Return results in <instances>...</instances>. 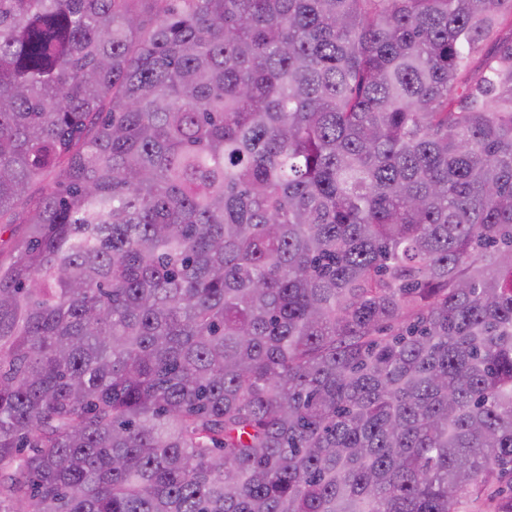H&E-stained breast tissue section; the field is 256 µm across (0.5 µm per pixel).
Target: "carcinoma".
Listing matches in <instances>:
<instances>
[{
  "instance_id": "1",
  "label": "carcinoma",
  "mask_w": 512,
  "mask_h": 512,
  "mask_svg": "<svg viewBox=\"0 0 512 512\" xmlns=\"http://www.w3.org/2000/svg\"><path fill=\"white\" fill-rule=\"evenodd\" d=\"M0 512H512V0H0Z\"/></svg>"
}]
</instances>
